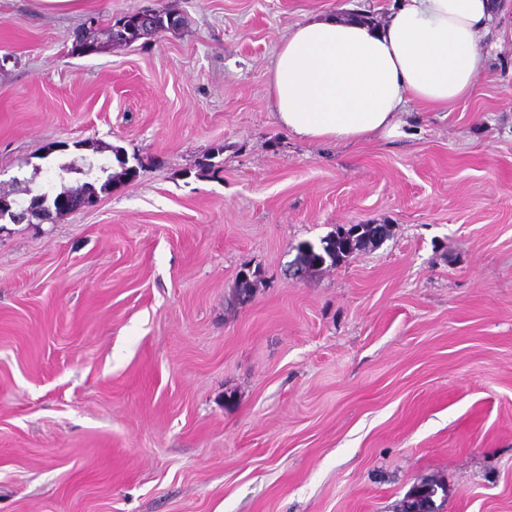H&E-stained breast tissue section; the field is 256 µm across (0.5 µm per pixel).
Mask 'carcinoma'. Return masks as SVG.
I'll use <instances>...</instances> for the list:
<instances>
[{
    "label": "carcinoma",
    "instance_id": "1",
    "mask_svg": "<svg viewBox=\"0 0 512 512\" xmlns=\"http://www.w3.org/2000/svg\"><path fill=\"white\" fill-rule=\"evenodd\" d=\"M171 17L172 14L166 12H155L148 18L143 17L140 12L124 15L119 18V21L124 23L122 34L112 38V42L128 45L167 31ZM113 180L114 177L109 176L98 186L86 182L79 188L64 190L52 198L46 194L38 195L30 200L24 213L27 216L41 217H48L53 213H70L87 203H94L98 193L110 189ZM385 234L386 227L382 224H352L337 231L336 235L322 240L318 249L311 244L301 245L297 261L300 268L310 271H317L327 263L337 265L352 254L375 243ZM434 493L435 488L432 485L423 488L419 498L405 502L403 512H434Z\"/></svg>",
    "mask_w": 512,
    "mask_h": 512
}]
</instances>
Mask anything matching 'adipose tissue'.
<instances>
[{"instance_id":"ef3b65f1","label":"adipose tissue","mask_w":512,"mask_h":512,"mask_svg":"<svg viewBox=\"0 0 512 512\" xmlns=\"http://www.w3.org/2000/svg\"><path fill=\"white\" fill-rule=\"evenodd\" d=\"M492 17L491 0H396L380 23L310 14L274 56V118L308 141L396 135L409 107L444 111L474 94Z\"/></svg>"}]
</instances>
